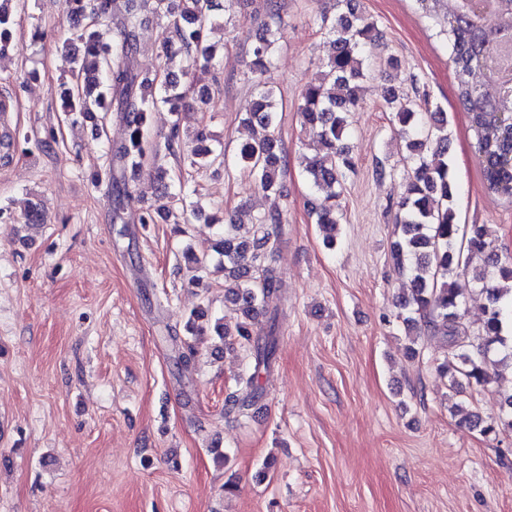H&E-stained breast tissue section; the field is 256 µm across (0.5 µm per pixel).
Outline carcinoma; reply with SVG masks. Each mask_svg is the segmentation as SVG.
Wrapping results in <instances>:
<instances>
[{"mask_svg":"<svg viewBox=\"0 0 512 512\" xmlns=\"http://www.w3.org/2000/svg\"><path fill=\"white\" fill-rule=\"evenodd\" d=\"M113 2L63 0L72 21L71 36L63 45L77 42L79 47L72 81L61 93V112L67 118L112 112L125 126V138L106 153L112 223H127L128 211L137 203L133 176L144 173L156 180L161 197L158 207L137 210V223L156 224L180 208H189L198 217L202 210L190 201L193 173L226 164L224 145L204 125L183 133L177 123L164 141L153 142L149 113L160 105L181 111L188 106L187 93L214 72L219 60L214 47L205 44V28L233 0H139V6L120 17L111 9ZM26 7L27 0H0V36L14 33ZM142 8L164 21L169 30L150 74L135 66ZM313 23L329 38L332 53L304 86L297 112L311 138L312 154L305 157V172L315 194L308 201V212L331 249L336 244L344 180L354 166L346 143L350 119L360 108L362 82L370 71L363 46L377 34V23L360 10L357 0H336L335 12L323 11ZM508 31L512 32V0H504L486 14L474 12L464 0H452L448 7L449 60L457 100L468 114L475 139L483 185L487 192L512 204V127L504 122V116L512 113V74L499 63L505 46L503 33ZM275 47V33L263 31L246 62L247 79L257 90L247 121L262 128L265 135L241 144L236 154V163L264 192L276 189L286 171L277 131L278 103L273 87L265 81ZM177 57L185 60L178 81L170 71ZM477 72L483 77L478 84L473 82ZM386 103L408 149L404 158L407 176L397 202L399 236L391 247L394 268L409 275L412 283L410 293L398 303L406 329L416 331L407 353L417 354L415 344L423 336L439 339L447 347L440 373L448 377L451 389L460 394L468 387H484L500 368H512V254L493 249L487 225L457 221V184L451 174L446 113L427 97L412 99L394 86L387 90ZM162 155L182 157L179 173L172 175L157 165ZM23 219L26 224L44 223L42 201L27 199ZM280 223V212L260 213L252 220V236L242 237L240 225L230 217L211 245L222 257L225 297L238 306L242 316L232 328L218 319L211 328L222 341L231 340L244 348L249 358L235 389L224 399L228 420L249 417L264 398L261 375L276 362L277 313L266 318L265 335H257L255 328L264 299L278 290L280 282L275 266L279 244L268 231L269 225ZM183 258L189 283H199L200 259L190 248ZM474 258L481 265L471 270ZM476 290L486 296L488 306L481 327L471 332L464 322L463 306ZM208 312L205 305L196 307L185 320L184 335L168 336L173 347H183L173 362L181 374L192 365L193 349L187 337L204 332L202 320ZM459 423L478 428L485 436L512 432V393L504 398L497 418L484 421L467 411Z\"/></svg>","mask_w":512,"mask_h":512,"instance_id":"cac0c4a2","label":"carcinoma"}]
</instances>
